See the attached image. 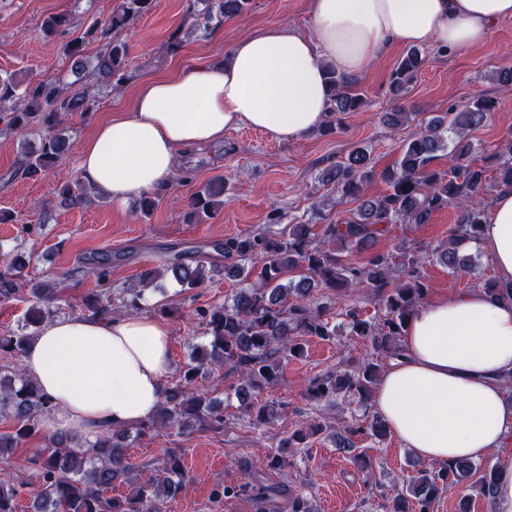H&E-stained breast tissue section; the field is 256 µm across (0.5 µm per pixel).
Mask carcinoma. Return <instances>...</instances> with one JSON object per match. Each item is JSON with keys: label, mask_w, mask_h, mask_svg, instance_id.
Instances as JSON below:
<instances>
[{"label": "carcinoma", "mask_w": 512, "mask_h": 512, "mask_svg": "<svg viewBox=\"0 0 512 512\" xmlns=\"http://www.w3.org/2000/svg\"><path fill=\"white\" fill-rule=\"evenodd\" d=\"M249 0H199L201 8L188 21L191 32L206 37L224 18L243 13ZM154 0H118L112 16L91 25L83 36L66 42L62 52L69 82L29 81L12 77L0 79V122L16 131L38 130L39 142L28 148L22 159L27 177L47 175L58 166L67 149V139L59 129L69 112L94 110L99 91L117 90L129 80L127 48L116 36L118 29L153 9ZM97 42L95 53L87 52ZM426 61L425 55L409 49L397 62L389 78L392 97L402 98ZM333 85L330 117L324 128L332 129L335 116L360 112L366 105L363 95L352 88V80L331 69ZM495 103L476 97L448 112L420 120V130L407 138L395 164L376 173L365 148L352 150L326 174L342 197L359 203L356 211L339 224H328L317 234L311 224H283L281 217H270L275 229L240 235L217 244L224 252V274L254 279L242 289L232 304L201 309L198 316L208 341L194 346L190 362L180 381L165 389L164 399L146 421L138 423L145 434L161 427L189 423H224L223 404L196 387V379L218 368L238 374L240 389L249 395L243 403L252 425L261 428L274 419L276 405L260 400L257 394L278 383L283 363L304 354L302 337L317 336L332 341L336 327L328 313L350 290L370 292L381 313L365 316L356 307L346 311L349 334L363 342L370 354L362 360L346 359L333 372L317 376L308 385V397L317 402L336 398L355 401L364 407L361 416L346 426L338 447L352 449L358 438H385L389 429L383 419L370 414L368 402L376 391L386 365L404 355L401 344L405 324L424 303L429 286L421 275L427 251L407 245L396 253L372 252L360 261L349 259L363 253L388 224H426L432 214L450 205L460 208L457 224L448 237V248L435 252L452 274L466 273V259L460 244L481 240L485 210L480 194L486 186L485 170L467 160L474 150L468 134L482 126ZM507 157L498 168L496 185H512V139L506 141ZM448 154V169L433 166L439 153ZM386 184L380 196L365 195L366 184L374 177ZM55 198L61 206L86 204L100 199L97 191L76 188L69 181L56 185ZM224 206V179L215 178L197 192L192 201L193 216L201 221ZM31 257L17 250L0 258V298L8 299L27 280ZM171 272L182 288H195L218 271L204 261L189 262L178 256L166 265L145 274L140 286L126 288L118 295L107 291L88 303L90 314L112 311L119 300L136 306L144 291L160 289L157 279ZM34 302L27 321L40 329L53 320L55 290L50 284L30 288ZM34 334L0 336V416L13 421V431L0 434V458L13 452L35 434L40 418L49 411V402L38 382L21 371L20 363ZM323 430L310 422L295 429L281 443L283 448H304L308 439ZM127 431L111 429L85 448H71L60 439L35 454L30 464L39 482L32 512H162L174 499L187 476L183 457L168 455L163 476L146 475L126 459ZM496 466L461 461L424 468L387 496L389 512H433L435 503L450 487L474 479L472 487L492 500ZM127 479L131 491L110 496L119 479ZM18 485L8 476L0 477V512H16ZM224 499L247 496L259 505V512H313L307 501L280 484H266L249 470L239 482L224 487Z\"/></svg>", "instance_id": "cac0c4a2"}]
</instances>
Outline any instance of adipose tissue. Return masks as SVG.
Wrapping results in <instances>:
<instances>
[{
	"label": "adipose tissue",
	"mask_w": 512,
	"mask_h": 512,
	"mask_svg": "<svg viewBox=\"0 0 512 512\" xmlns=\"http://www.w3.org/2000/svg\"><path fill=\"white\" fill-rule=\"evenodd\" d=\"M512 0H312L311 30L270 25L235 41L223 64L141 84L130 111L99 123L81 150L82 179L126 207L170 185L181 153L247 125L279 142L328 118L325 71L364 72L388 48L483 45ZM480 246L512 284V186L485 214ZM373 410L416 456L478 460L512 439V297L479 289L419 307ZM171 370L168 328L136 314L63 317L43 326L23 371L52 402L50 432L93 441L150 417Z\"/></svg>",
	"instance_id": "obj_1"
}]
</instances>
